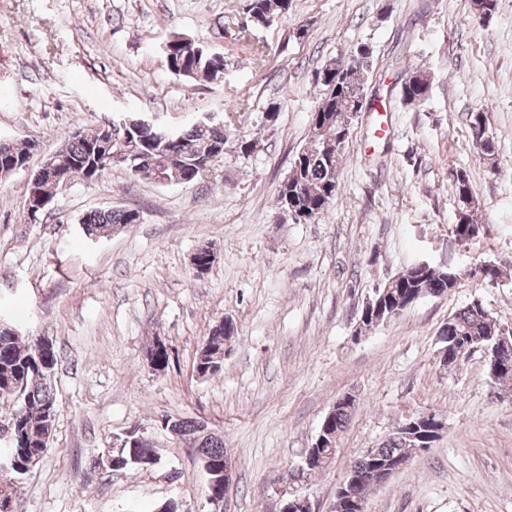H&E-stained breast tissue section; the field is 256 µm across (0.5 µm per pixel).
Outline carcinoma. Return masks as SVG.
<instances>
[{"instance_id": "obj_1", "label": "carcinoma", "mask_w": 512, "mask_h": 512, "mask_svg": "<svg viewBox=\"0 0 512 512\" xmlns=\"http://www.w3.org/2000/svg\"><path fill=\"white\" fill-rule=\"evenodd\" d=\"M249 23L241 27V36H246L249 26H268L288 16L292 0H249ZM347 53L325 64L321 70L320 96L311 115L309 141L294 159L288 183L277 187V201L282 208L313 221L322 215L340 188V163L346 139L342 138L344 127L361 102L358 92L367 87L372 69L370 57L360 63L359 68L336 75V69L350 61ZM165 64L169 72L178 77L198 81H213L224 76V56L208 51L184 34H173L166 43ZM430 79L421 72H414L409 84H401L400 95L408 104L418 105L429 95ZM467 126L473 145L490 163L496 165V148L490 132L488 113L481 110L470 112ZM228 139L226 121L216 122L202 118L182 131H174L159 124L145 128L137 123V117L122 115L111 123L90 132H79L72 136L51 158L32 174L50 210L57 198V189L73 178L96 180L116 166L126 168L139 180L156 184L172 182L190 184L212 174L213 156L224 155V144ZM32 155L30 141L12 140L0 144V163L16 161L28 163ZM454 196L468 198L470 207L463 214H456L453 233L460 242H468L481 233L474 214L478 201L473 194L466 171L453 174ZM139 213L134 210H93L80 219L82 232L87 239H103L112 235L119 225L135 224ZM457 274L428 262H418L410 270L400 273L389 288H381L372 300L379 318L378 327L399 316L407 308L411 295L421 298L436 294L440 297L456 287ZM501 323L483 306L474 300L469 305L448 317L438 335L444 337L441 346L452 350L460 359L473 346H486L501 333ZM226 335L223 325H214L205 337L199 353H217L224 350ZM57 364L56 350L49 357L36 349L33 338H22L13 329H0V398L12 397L18 407L11 414L9 425L17 431L15 440L8 447L0 448V464L7 470L0 471V484L17 483L29 472L28 462L33 456H44L58 412L54 375L45 373V362ZM353 410L351 404H337L330 418L331 431L340 438ZM155 453L153 448H125L118 469L129 470L141 466L140 458ZM199 456L206 479V498H224V483H209L214 474L224 471V436L218 433L205 439L194 448ZM373 457L359 462L356 494L367 498L374 484L371 460L384 461L399 455L413 453L411 440L405 431L393 430L372 449Z\"/></svg>"}]
</instances>
